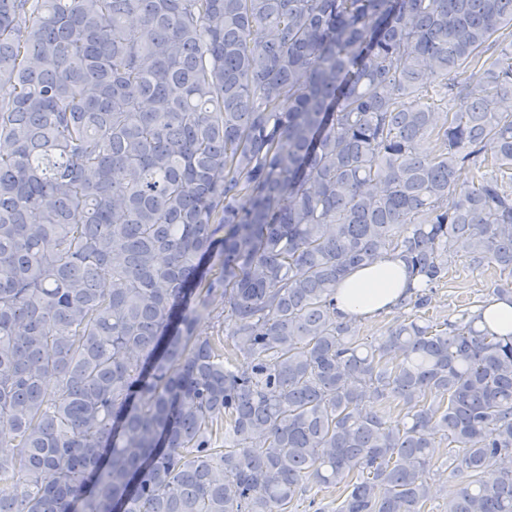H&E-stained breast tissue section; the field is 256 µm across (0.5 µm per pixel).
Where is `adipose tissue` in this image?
I'll return each mask as SVG.
<instances>
[{"mask_svg": "<svg viewBox=\"0 0 512 512\" xmlns=\"http://www.w3.org/2000/svg\"><path fill=\"white\" fill-rule=\"evenodd\" d=\"M410 274L403 261L388 258L351 271L336 288V308L346 318L388 309L404 294Z\"/></svg>", "mask_w": 512, "mask_h": 512, "instance_id": "1", "label": "adipose tissue"}]
</instances>
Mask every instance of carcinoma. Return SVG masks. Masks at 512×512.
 Masks as SVG:
<instances>
[{
  "instance_id": "1",
  "label": "carcinoma",
  "mask_w": 512,
  "mask_h": 512,
  "mask_svg": "<svg viewBox=\"0 0 512 512\" xmlns=\"http://www.w3.org/2000/svg\"><path fill=\"white\" fill-rule=\"evenodd\" d=\"M462 256L512 279V0H0V512H512V334L415 314ZM410 274L400 259L388 258L351 271L336 288V308L345 318L373 315L397 303ZM409 313L411 309H392L358 320L357 334L363 341H366V338L369 340L374 336H380L389 326L396 324ZM323 492H318V489H313L311 491V493H307V498L308 500H302V498L300 500H296L294 502V505H293V508L291 509L292 512H314L315 509H318L319 507H326V506H330L332 509H336V505L340 503L337 502L336 504V498L338 497L339 493L336 492V491H331L328 489H323L322 490ZM318 492V495L316 496V500H317V505L315 507H308V501H309V497L312 496L313 494L317 493ZM323 499V500H322ZM320 501H322L321 504ZM334 503L333 505L331 503Z\"/></svg>"
}]
</instances>
